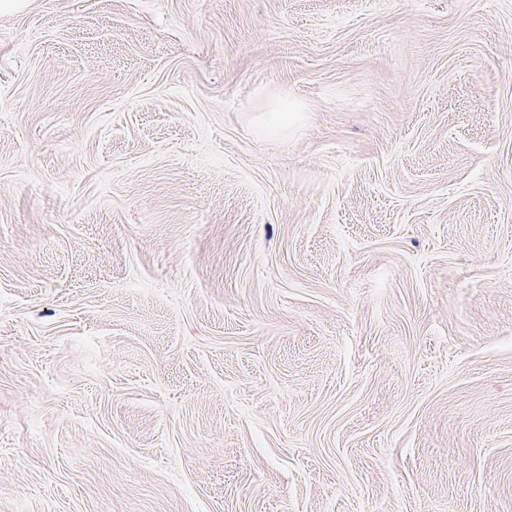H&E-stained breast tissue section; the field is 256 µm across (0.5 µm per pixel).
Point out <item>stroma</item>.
I'll return each instance as SVG.
<instances>
[{
  "label": "stroma",
  "mask_w": 512,
  "mask_h": 512,
  "mask_svg": "<svg viewBox=\"0 0 512 512\" xmlns=\"http://www.w3.org/2000/svg\"><path fill=\"white\" fill-rule=\"evenodd\" d=\"M0 512H512V0L0 9Z\"/></svg>",
  "instance_id": "1"
}]
</instances>
